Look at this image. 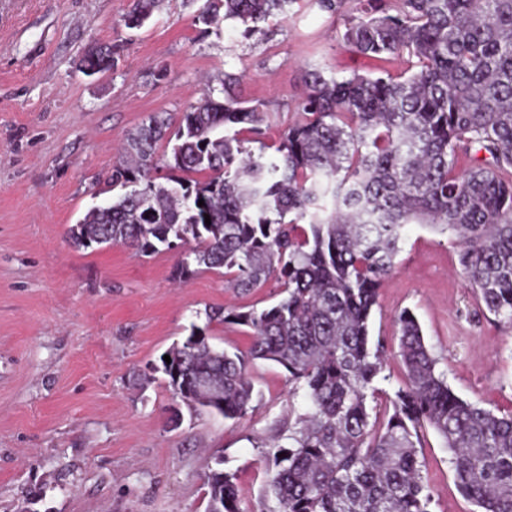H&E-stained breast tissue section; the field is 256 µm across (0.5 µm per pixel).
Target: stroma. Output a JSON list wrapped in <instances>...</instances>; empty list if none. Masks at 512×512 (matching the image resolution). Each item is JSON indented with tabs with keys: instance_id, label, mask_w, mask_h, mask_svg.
<instances>
[{
	"instance_id": "stroma-1",
	"label": "stroma",
	"mask_w": 512,
	"mask_h": 512,
	"mask_svg": "<svg viewBox=\"0 0 512 512\" xmlns=\"http://www.w3.org/2000/svg\"><path fill=\"white\" fill-rule=\"evenodd\" d=\"M204 2L162 0L131 29L132 0H0V512H206L212 468L234 472L242 512H256L266 447L305 409L287 372L258 360L249 373L261 398L244 418L187 415L171 428L164 380L141 385L138 374L195 325L211 343L247 350V327L207 323L205 312L269 307L280 298L276 280L245 295L220 270L181 283L172 276L179 251L78 249L67 235L110 198L128 132L154 113L179 118L225 73L240 75L242 99L265 102L272 143L307 70L402 69L352 53L343 16L317 6L246 38L234 22L200 21ZM94 43L112 46L116 63L89 76L80 59ZM405 308L458 396L512 410V322L480 312L450 236L408 225L379 290L371 332L388 348L390 393L405 376L394 324ZM421 455L432 512H479L434 432Z\"/></svg>"
}]
</instances>
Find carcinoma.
Instances as JSON below:
<instances>
[{"label":"carcinoma","instance_id":"cac0c4a2","mask_svg":"<svg viewBox=\"0 0 512 512\" xmlns=\"http://www.w3.org/2000/svg\"><path fill=\"white\" fill-rule=\"evenodd\" d=\"M158 2L135 0L125 25L143 26ZM301 2L205 0L199 18L233 21L249 37ZM351 2L344 42L401 60L400 73L308 71L272 144L264 102L241 100L237 75L224 73V99L206 96L174 129L151 114L129 134L111 175L124 193L91 208L70 240L182 248L177 277L193 264L222 268L242 293L277 280L282 298L268 308L206 312L209 323L249 328L247 352L218 349L195 326L165 351L171 363L143 373H163L189 411L226 420L260 400L248 371L257 360L304 391L287 444L266 453L259 512H431L418 450L427 428L451 453L464 497L480 512H512V411L457 396L408 309L395 316L406 381L387 393L377 386L386 346L369 328L410 224L452 235L481 308L512 320V0ZM80 66L111 70L112 47H89ZM207 488L213 512H242L235 474L212 470Z\"/></svg>","mask_w":512,"mask_h":512}]
</instances>
